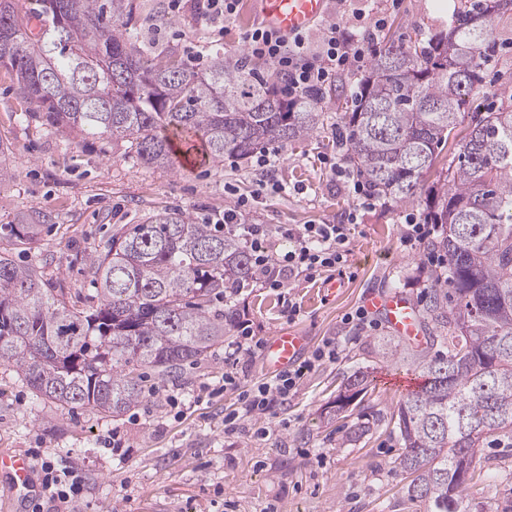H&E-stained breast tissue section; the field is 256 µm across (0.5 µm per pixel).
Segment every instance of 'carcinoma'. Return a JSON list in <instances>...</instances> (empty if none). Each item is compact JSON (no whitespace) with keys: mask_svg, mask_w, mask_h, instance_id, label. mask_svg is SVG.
I'll use <instances>...</instances> for the list:
<instances>
[{"mask_svg":"<svg viewBox=\"0 0 512 512\" xmlns=\"http://www.w3.org/2000/svg\"><path fill=\"white\" fill-rule=\"evenodd\" d=\"M43 23L28 26L15 0L0 11V65L53 125L121 141L147 164L171 163L162 128L200 132L206 154L245 159L268 141L304 139L324 124L326 100L343 109L346 161L373 192L395 204L412 200L434 167L439 145L455 156L443 184L426 196L429 221L441 225L431 251L447 257L431 284L422 319L424 348L402 340L391 355L421 378L392 415L402 452L405 497L424 512H472L460 474L464 458L512 436V90L473 113L457 134L468 98L498 57L488 34L512 18V0H464L446 33L408 43L382 39L367 74L346 92L288 100L276 76L242 68L218 49L203 73L150 57L121 29L124 0H38ZM3 224L5 235L34 237L44 217ZM97 304L79 310L64 288H48L31 267L0 254V360L36 395L62 409L116 416L144 393L150 368L177 378L224 343L235 325L224 295L250 277L240 240L164 211L112 235L89 254ZM356 372L339 410L365 394Z\"/></svg>","mask_w":512,"mask_h":512,"instance_id":"cac0c4a2","label":"carcinoma"}]
</instances>
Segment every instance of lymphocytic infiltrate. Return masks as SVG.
I'll return each mask as SVG.
<instances>
[{
    "label": "lymphocytic infiltrate",
    "mask_w": 512,
    "mask_h": 512,
    "mask_svg": "<svg viewBox=\"0 0 512 512\" xmlns=\"http://www.w3.org/2000/svg\"><path fill=\"white\" fill-rule=\"evenodd\" d=\"M239 0H204L196 21L203 31L202 39L186 46V62L190 68L201 65L209 47L221 44L224 25L237 14ZM365 10H353V19L345 24L332 23L323 27L318 46H311L308 32L287 38L265 24H257L246 31L243 42L246 57L268 61L285 79L283 91L295 99L309 90L325 87L338 74L357 73L367 67L375 50L383 20L364 25ZM336 154L329 167L334 176L344 181V187L363 204L376 201L363 181L344 165L348 137L344 128L333 131ZM251 205L247 198H237L233 208L224 212V230L239 235L251 260L252 280L264 288H282L299 277L312 278L326 268L346 263L348 228L343 224H257L245 223L244 217ZM288 239L290 250L278 254L279 239ZM263 344L254 336L248 322L237 324V335L224 346V383L239 384L238 365L244 357L261 350ZM342 354L338 341H326L314 351L309 360L288 368L268 382H263L240 393V405L224 416V430L236 432L242 419L255 413H264L276 402L284 401L300 385L304 377L322 362L337 361ZM44 472L43 487L48 499L59 502L62 512H72L81 494L77 482H63L45 451L35 453Z\"/></svg>",
    "instance_id": "obj_1"
}]
</instances>
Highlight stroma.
<instances>
[{
	"mask_svg": "<svg viewBox=\"0 0 512 512\" xmlns=\"http://www.w3.org/2000/svg\"><path fill=\"white\" fill-rule=\"evenodd\" d=\"M120 18L152 57L183 55L180 30L196 37L192 15L173 16L167 0H126ZM457 0H376L385 16L384 35L407 40L447 30ZM289 144L273 178L279 191L256 194L260 177L252 159L236 165L196 162L148 166L125 145L106 137L81 138L51 124L21 91L15 72L0 65V225L46 214L40 234L24 242L0 237V252L34 265L51 286L68 289L77 305L91 303L96 285L87 255L103 249L113 233L146 223L168 209L205 223L222 215L239 195L255 194L250 216L263 224H345L350 254L345 268L323 271L272 290L245 286L233 301L256 337L298 330L310 349L337 338L341 358L309 373L266 414L224 432V415L238 405L239 391L224 388V348L184 371L172 383L150 374L137 405L117 417L83 409L60 410L36 394L14 368L0 362V448H46L56 468L75 467L84 492L81 512H417L403 493L404 475L393 461L400 448L390 423L400 390L384 383L404 368L378 350L390 329L377 314L364 327L345 324L365 294L397 290L423 306L433 266L425 252L400 245L407 216L425 220L424 196L395 205L356 206L329 171L336 152L331 128ZM300 313L288 319L289 304ZM370 375L365 396L346 411L336 397L350 376ZM179 397L169 404L164 391ZM264 427L268 436L257 435ZM120 429L129 457L113 455L103 440ZM489 471L468 494L479 512H501L512 497V447L487 451Z\"/></svg>",
	"mask_w": 512,
	"mask_h": 512,
	"instance_id": "35a3bbf8",
	"label": "stroma"
}]
</instances>
